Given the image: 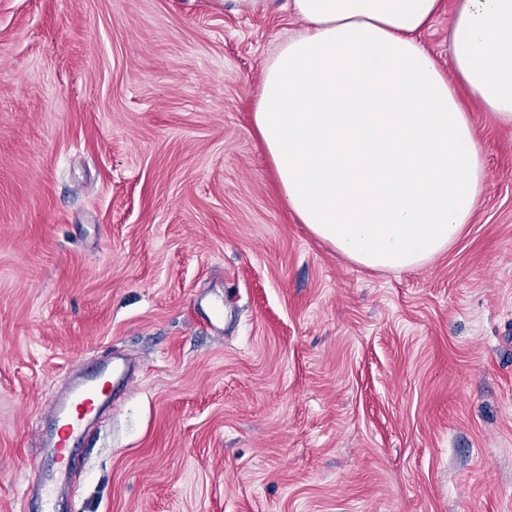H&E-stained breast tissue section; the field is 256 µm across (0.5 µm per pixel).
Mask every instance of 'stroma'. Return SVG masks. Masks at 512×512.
<instances>
[{
	"instance_id": "stroma-1",
	"label": "stroma",
	"mask_w": 512,
	"mask_h": 512,
	"mask_svg": "<svg viewBox=\"0 0 512 512\" xmlns=\"http://www.w3.org/2000/svg\"><path fill=\"white\" fill-rule=\"evenodd\" d=\"M301 22L222 0H0V512L75 364L134 365L55 512H512V126L421 268L338 253L251 123Z\"/></svg>"
}]
</instances>
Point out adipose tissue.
Here are the masks:
<instances>
[{
    "mask_svg": "<svg viewBox=\"0 0 512 512\" xmlns=\"http://www.w3.org/2000/svg\"><path fill=\"white\" fill-rule=\"evenodd\" d=\"M441 0H288L303 31L262 72L252 124L284 205L355 263L424 266L459 237L486 170L450 84L512 125V0H455L452 74L417 41Z\"/></svg>",
    "mask_w": 512,
    "mask_h": 512,
    "instance_id": "obj_1",
    "label": "adipose tissue"
}]
</instances>
